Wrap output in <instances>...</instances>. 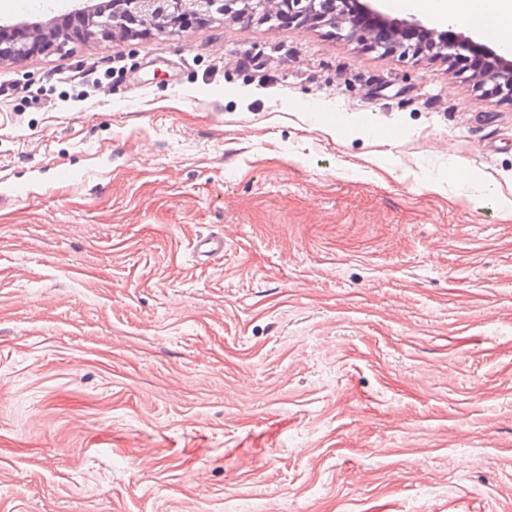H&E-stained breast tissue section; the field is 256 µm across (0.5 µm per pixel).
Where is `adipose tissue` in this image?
Returning <instances> with one entry per match:
<instances>
[{
  "mask_svg": "<svg viewBox=\"0 0 512 512\" xmlns=\"http://www.w3.org/2000/svg\"><path fill=\"white\" fill-rule=\"evenodd\" d=\"M406 10L461 22L483 30L491 21L512 18V0H403Z\"/></svg>",
  "mask_w": 512,
  "mask_h": 512,
  "instance_id": "adipose-tissue-1",
  "label": "adipose tissue"
}]
</instances>
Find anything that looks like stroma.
I'll return each mask as SVG.
<instances>
[{
  "label": "stroma",
  "instance_id": "35a3bbf8",
  "mask_svg": "<svg viewBox=\"0 0 512 512\" xmlns=\"http://www.w3.org/2000/svg\"><path fill=\"white\" fill-rule=\"evenodd\" d=\"M0 85V512H512L511 103L230 16Z\"/></svg>",
  "mask_w": 512,
  "mask_h": 512
}]
</instances>
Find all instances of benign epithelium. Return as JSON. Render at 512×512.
I'll return each mask as SVG.
<instances>
[{
  "instance_id": "1",
  "label": "benign epithelium",
  "mask_w": 512,
  "mask_h": 512,
  "mask_svg": "<svg viewBox=\"0 0 512 512\" xmlns=\"http://www.w3.org/2000/svg\"><path fill=\"white\" fill-rule=\"evenodd\" d=\"M238 4L239 0H202L198 3L199 10L192 14L185 0H101L96 4L84 0L73 10L46 20L1 22L0 62L23 61L37 53L61 51L71 42L110 38L116 33L137 36L157 30L170 36H182L217 15L229 14L243 22L286 20L290 24H304L324 17L327 24L346 31L347 40L396 52L402 57L416 56L422 46L377 42L373 40V29L360 22V17L370 16L392 32L414 30L431 36L438 34L437 29L427 27L414 16L390 19L371 0H250L244 10ZM436 49L465 67L467 56L483 51L485 47L454 32L449 41L434 43L431 50ZM503 67L507 69V75L489 78L490 91L512 102V65L505 63Z\"/></svg>"
}]
</instances>
